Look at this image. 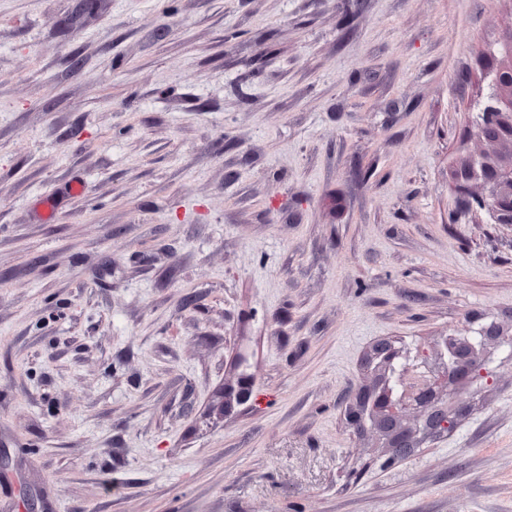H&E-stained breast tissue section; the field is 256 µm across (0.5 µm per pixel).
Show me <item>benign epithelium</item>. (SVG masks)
Masks as SVG:
<instances>
[{
  "instance_id": "benign-epithelium-1",
  "label": "benign epithelium",
  "mask_w": 512,
  "mask_h": 512,
  "mask_svg": "<svg viewBox=\"0 0 512 512\" xmlns=\"http://www.w3.org/2000/svg\"><path fill=\"white\" fill-rule=\"evenodd\" d=\"M491 64L487 104L474 133L498 146L501 156L473 158L451 171L453 183L460 189L480 179L486 196L479 206L488 210L494 223L512 228V30L504 38L499 53L488 54ZM495 339V327L482 325L466 336H443L433 352L416 353L413 362L398 365L400 348L391 343L378 346L377 370L383 376L381 387L358 393L346 407V420L357 437L372 430L384 440L385 468L406 455L422 441L441 435L450 422L463 418L468 407L450 411L438 406L443 389L441 378L455 383H470L476 371L489 367L485 356L488 341ZM416 414V422L404 420L407 411Z\"/></svg>"
}]
</instances>
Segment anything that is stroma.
<instances>
[{"label": "stroma", "instance_id": "stroma-1", "mask_svg": "<svg viewBox=\"0 0 512 512\" xmlns=\"http://www.w3.org/2000/svg\"><path fill=\"white\" fill-rule=\"evenodd\" d=\"M511 27L512 0H0V512H512L503 349L357 482L382 443L345 420L378 341L512 336V229L449 179L494 150Z\"/></svg>", "mask_w": 512, "mask_h": 512}]
</instances>
